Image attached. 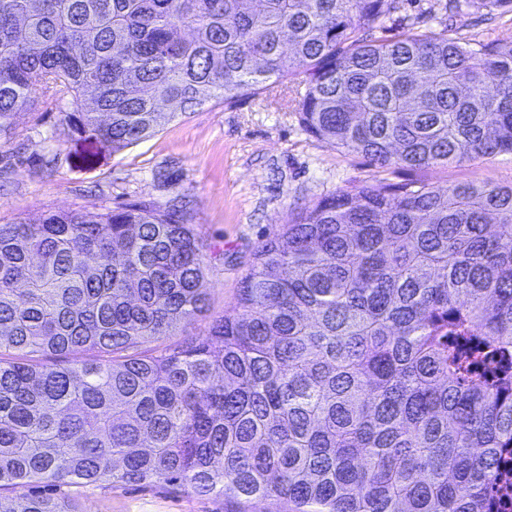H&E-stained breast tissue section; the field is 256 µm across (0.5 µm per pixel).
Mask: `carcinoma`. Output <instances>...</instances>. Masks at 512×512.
<instances>
[{"instance_id":"carcinoma-1","label":"carcinoma","mask_w":512,"mask_h":512,"mask_svg":"<svg viewBox=\"0 0 512 512\" xmlns=\"http://www.w3.org/2000/svg\"><path fill=\"white\" fill-rule=\"evenodd\" d=\"M397 9L0 0V138L40 90L117 153L299 73L305 130L377 168L512 153V43L375 37ZM205 268L175 203L0 224V512H81L33 483L146 482L288 512H512V184L321 198L206 335L168 345Z\"/></svg>"}]
</instances>
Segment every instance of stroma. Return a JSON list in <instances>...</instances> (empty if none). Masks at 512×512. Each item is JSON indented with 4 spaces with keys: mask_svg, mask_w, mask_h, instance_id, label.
<instances>
[{
    "mask_svg": "<svg viewBox=\"0 0 512 512\" xmlns=\"http://www.w3.org/2000/svg\"><path fill=\"white\" fill-rule=\"evenodd\" d=\"M417 23L420 30L481 43L512 41V12L482 20L474 9L445 12L440 0H402L378 37ZM291 91L278 87L233 104L215 99L177 117L144 142L82 165L67 135L76 107L40 96L23 111L10 140L0 139V224L47 210L98 213L140 201L182 202L192 213L207 254L206 309L169 336L175 345L204 335L210 321L232 309L256 248L288 218L348 186L422 180L512 183V154L501 153L433 170L378 169L340 152L303 128ZM83 512H238L220 496L175 491L162 483L114 487H51Z\"/></svg>",
    "mask_w": 512,
    "mask_h": 512,
    "instance_id": "stroma-1",
    "label": "stroma"
}]
</instances>
